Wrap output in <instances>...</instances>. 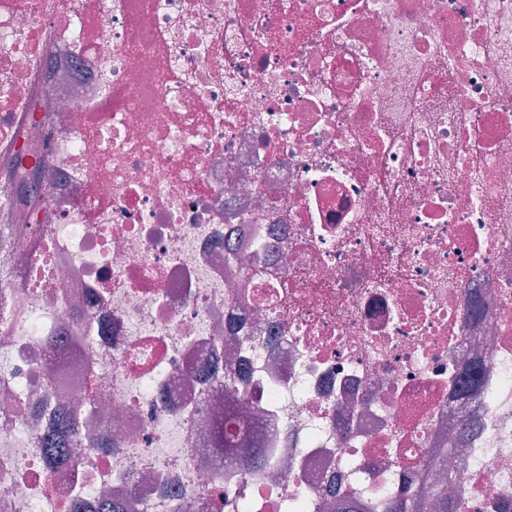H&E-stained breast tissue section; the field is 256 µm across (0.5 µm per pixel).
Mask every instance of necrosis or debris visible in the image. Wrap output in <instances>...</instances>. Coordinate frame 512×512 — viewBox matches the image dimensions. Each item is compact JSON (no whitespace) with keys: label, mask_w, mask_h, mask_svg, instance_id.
I'll use <instances>...</instances> for the list:
<instances>
[{"label":"necrosis or debris","mask_w":512,"mask_h":512,"mask_svg":"<svg viewBox=\"0 0 512 512\" xmlns=\"http://www.w3.org/2000/svg\"><path fill=\"white\" fill-rule=\"evenodd\" d=\"M0 169V512H512V0H0ZM33 158L36 162V168L23 172L22 177L17 183L16 195L21 200L35 203L37 201L36 196L42 199V195L38 194L41 186V161L37 157ZM35 172L37 175L35 179L32 180L31 178ZM232 421L235 424H241L240 417L236 410L234 397L228 400L227 407L224 411V421L217 422L214 428V439L218 449L224 450V456L236 458L241 465L251 464L254 468H263L267 465L268 459L259 451L252 447L246 437L238 440L237 436H228L224 431V424ZM226 450L230 451L226 453ZM74 435L68 430L60 431L49 435L45 440V458L53 468H61L65 464H76L78 460L72 455L71 443Z\"/></svg>","instance_id":"necrosis-or-debris-1"}]
</instances>
